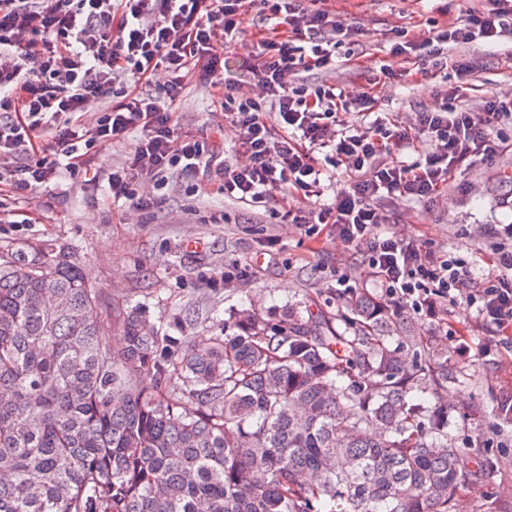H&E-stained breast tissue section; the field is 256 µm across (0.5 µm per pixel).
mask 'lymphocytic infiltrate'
<instances>
[{
    "instance_id": "obj_1",
    "label": "lymphocytic infiltrate",
    "mask_w": 512,
    "mask_h": 512,
    "mask_svg": "<svg viewBox=\"0 0 512 512\" xmlns=\"http://www.w3.org/2000/svg\"><path fill=\"white\" fill-rule=\"evenodd\" d=\"M328 0H0V156L25 153L11 186L22 192L54 178L58 167L78 172L84 153L101 144L141 135L107 183L113 199L147 209L153 196L137 193L143 171L161 177L177 167L225 197L265 207L277 194L301 192L304 203L285 211L284 223L315 232L332 224L344 240L366 245L367 265L394 305L420 311L436 302L478 306L499 335L512 334V225H491L498 239L496 275L476 285L472 272L451 256L427 250L419 240L379 232L388 200L430 203L447 191L455 173L492 164L512 145L498 134L512 117V99L490 94L480 110L457 106V89L441 91V106L420 109L405 127L374 116L371 95L347 101L335 86L305 87L291 77L299 70H329L336 49L363 31L342 18ZM272 23L247 65L245 79L224 78V50L240 41L255 18ZM512 34V0L468 7L455 21L432 26L425 36L395 32L390 60L380 72L407 77L414 61L422 76L451 69L467 80L480 66L468 49ZM168 81L163 96L143 92L157 70ZM196 76L218 97L224 122L216 141L179 135L170 108L185 80ZM100 103L96 125L81 115ZM355 114V123L342 113ZM49 131L63 157L47 160L38 143ZM232 136L244 162L224 157L221 139ZM422 144L419 160H392V150ZM328 166H321V159ZM343 168L346 187L334 203L320 198L328 167Z\"/></svg>"
}]
</instances>
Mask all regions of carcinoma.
<instances>
[{"mask_svg": "<svg viewBox=\"0 0 512 512\" xmlns=\"http://www.w3.org/2000/svg\"><path fill=\"white\" fill-rule=\"evenodd\" d=\"M98 298L64 248L0 257V512H452L477 480L448 358L366 294L334 318L238 310L205 347L133 308L111 344Z\"/></svg>", "mask_w": 512, "mask_h": 512, "instance_id": "1", "label": "carcinoma"}]
</instances>
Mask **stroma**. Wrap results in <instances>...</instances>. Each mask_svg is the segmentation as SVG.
Instances as JSON below:
<instances>
[{"label": "stroma", "mask_w": 512, "mask_h": 512, "mask_svg": "<svg viewBox=\"0 0 512 512\" xmlns=\"http://www.w3.org/2000/svg\"><path fill=\"white\" fill-rule=\"evenodd\" d=\"M343 17L364 31L358 46L338 48L332 70L303 72L305 84L339 85L347 98L372 91L380 112L408 125L418 110L440 100L431 81L420 77L378 81L396 27L427 32L432 20H455L461 0H331ZM483 67L462 97L480 109L487 96L512 97V37L474 48ZM173 110L177 131L204 137L223 123L218 103L199 82L186 85ZM129 143L102 144L87 155L97 184L83 174L60 172L49 183L0 198V248L45 242L68 248L88 280L100 291L101 310L139 307L147 324L171 336L187 334L206 343L223 332L235 309H282L292 302L335 313L353 291L381 297L363 250L321 225L314 236L281 221L296 207L295 194H278L274 206L244 207L225 202L217 189L201 190L193 178L174 169L164 186L145 177L137 192L158 198L148 210L113 201L102 174L124 162ZM387 228L420 240L439 254H450L485 279L493 256L484 228L512 224V154L494 165L458 171L448 192L433 206L404 199L382 205ZM232 280H225V272ZM414 335L447 353L457 378L448 385V434L461 447L463 471H480L475 484L461 488L453 512H512V422L497 405L512 397V340L487 327L477 307L460 301L430 311L405 308ZM492 468L480 470L482 459Z\"/></svg>", "instance_id": "35a3bbf8"}]
</instances>
